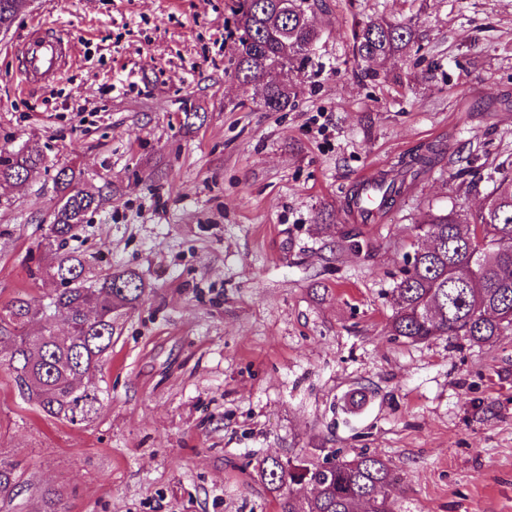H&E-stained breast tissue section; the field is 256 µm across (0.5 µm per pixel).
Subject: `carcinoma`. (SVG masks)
<instances>
[{"label":"carcinoma","mask_w":512,"mask_h":512,"mask_svg":"<svg viewBox=\"0 0 512 512\" xmlns=\"http://www.w3.org/2000/svg\"><path fill=\"white\" fill-rule=\"evenodd\" d=\"M22 0H0V26L9 27ZM311 0H244L235 20L237 53L227 70L244 87L264 81L275 66L301 68L320 37L308 13ZM416 45L415 24L370 21L354 34L356 54L364 60L404 54ZM295 92L286 84H267L262 106L285 110ZM433 152L415 153L374 181L377 213L387 212L402 195L407 178L432 167ZM47 168L37 150H0V185L26 183ZM54 181L59 204L38 246L51 263L38 267L32 279L54 288L45 296L23 290L0 306V364L20 390L45 416L72 425L91 421L102 407V391L84 383L102 368L112 352L113 315L133 309L146 285L131 269H115L98 279L89 277L84 255L67 249L76 227L111 199L103 188L85 186L81 171L63 166ZM414 229L429 236L434 248L414 252L393 288L394 312L388 333L411 343L441 337L462 338L491 346L512 332V173L482 207L431 209ZM38 316L59 317L65 329L30 336L26 327ZM336 466L323 471L311 458L264 459L256 477L277 502V512H391V490L397 478L385 461L369 453L349 459L338 453ZM17 463L0 457V500L13 498L21 485ZM309 481L317 486L299 499L292 487ZM39 512H61V494L41 491Z\"/></svg>","instance_id":"obj_1"}]
</instances>
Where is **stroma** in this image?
<instances>
[{
	"label": "stroma",
	"mask_w": 512,
	"mask_h": 512,
	"mask_svg": "<svg viewBox=\"0 0 512 512\" xmlns=\"http://www.w3.org/2000/svg\"><path fill=\"white\" fill-rule=\"evenodd\" d=\"M238 6L26 0L0 31V148L48 160L0 188V303L45 260L64 165L112 188L71 247L148 285L115 322L91 424L38 413L0 366V455L23 472L0 512H37L47 486L62 512H273L254 463L335 451L390 465L394 512H512V335L386 333L420 213L479 208L512 172V0H315L314 53L268 77L296 93L281 112L226 75ZM371 20L416 22L422 50L358 60ZM52 25L71 58L23 86L16 51ZM430 147L378 222L351 212L359 176Z\"/></svg>",
	"instance_id": "obj_1"
}]
</instances>
